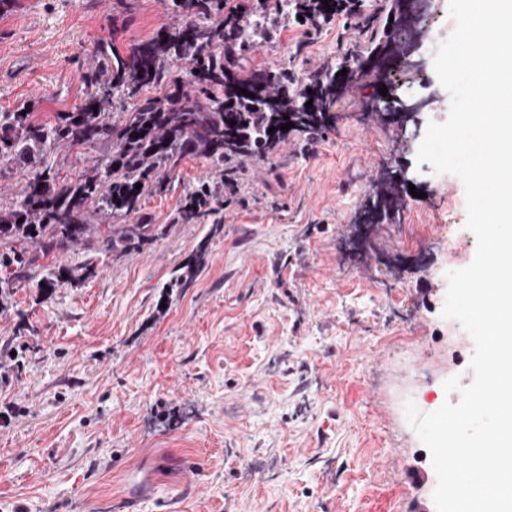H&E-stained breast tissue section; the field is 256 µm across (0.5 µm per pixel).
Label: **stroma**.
I'll return each mask as SVG.
<instances>
[{
  "mask_svg": "<svg viewBox=\"0 0 512 512\" xmlns=\"http://www.w3.org/2000/svg\"><path fill=\"white\" fill-rule=\"evenodd\" d=\"M167 0H20L0 13V112L37 119L84 104L96 46L146 39L172 23ZM427 32L401 70L400 98L426 100L398 125L371 105L380 80L352 83L335 124L291 134L248 164L223 222L175 220L186 187L209 180L183 160L146 196L156 230L122 253L74 245L61 266L94 276L41 296L36 269L0 310V512H436L437 475L404 406L458 403L443 383L474 380L476 346L442 315L447 272L468 267L477 240L465 189L417 160L429 122L451 96L433 56L456 28L431 0ZM288 21L251 53L256 67L333 64L362 33L332 20L311 38ZM111 149H62L73 179ZM415 181L396 218L354 233L374 183ZM204 255L183 287L174 276ZM148 490L130 497V472Z\"/></svg>",
  "mask_w": 512,
  "mask_h": 512,
  "instance_id": "35a3bbf8",
  "label": "stroma"
}]
</instances>
